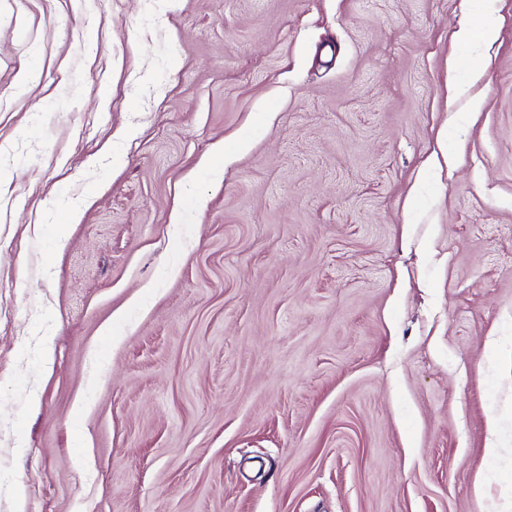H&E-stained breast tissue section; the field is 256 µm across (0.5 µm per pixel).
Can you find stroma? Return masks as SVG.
I'll use <instances>...</instances> for the list:
<instances>
[{
    "instance_id": "stroma-1",
    "label": "stroma",
    "mask_w": 512,
    "mask_h": 512,
    "mask_svg": "<svg viewBox=\"0 0 512 512\" xmlns=\"http://www.w3.org/2000/svg\"><path fill=\"white\" fill-rule=\"evenodd\" d=\"M0 512H512V0H0ZM498 27L491 20L486 19L477 25L461 26L456 32V38L461 42H473L475 39L492 42L498 37Z\"/></svg>"
}]
</instances>
